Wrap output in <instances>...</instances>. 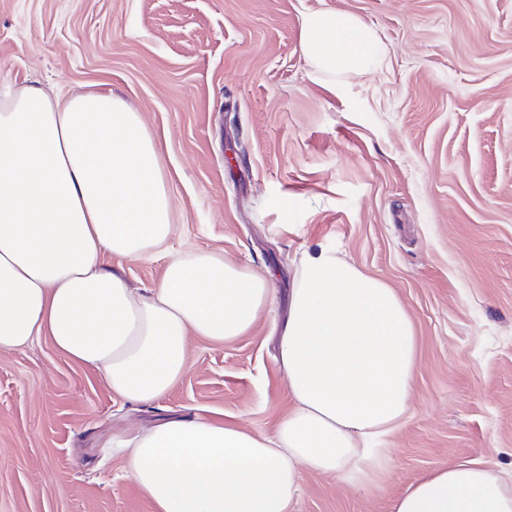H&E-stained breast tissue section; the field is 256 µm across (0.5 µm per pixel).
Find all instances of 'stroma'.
<instances>
[{
    "instance_id": "1",
    "label": "stroma",
    "mask_w": 512,
    "mask_h": 512,
    "mask_svg": "<svg viewBox=\"0 0 512 512\" xmlns=\"http://www.w3.org/2000/svg\"><path fill=\"white\" fill-rule=\"evenodd\" d=\"M361 17L388 49L338 89L309 77L301 21ZM109 92L140 113L173 202L174 251L265 274L256 327L191 339L149 403L48 338L0 352V512H154L102 442L171 419L274 435L291 408L277 329L304 251L394 288L418 341L412 414L360 482L306 474L291 512H389L450 465L512 466V0H0V88ZM131 288L165 261L103 254Z\"/></svg>"
}]
</instances>
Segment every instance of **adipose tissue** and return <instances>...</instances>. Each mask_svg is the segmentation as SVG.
Returning a JSON list of instances; mask_svg holds the SVG:
<instances>
[{"label": "adipose tissue", "instance_id": "adipose-tissue-1", "mask_svg": "<svg viewBox=\"0 0 512 512\" xmlns=\"http://www.w3.org/2000/svg\"><path fill=\"white\" fill-rule=\"evenodd\" d=\"M301 49L312 79L335 86L386 54L350 12L305 13ZM172 211L154 140L112 94L0 93V351L48 336L112 393L148 403L181 379L190 337L251 332L268 278L212 251L172 252ZM106 252L165 255L163 278L136 292L104 266ZM279 353L292 407L274 436L173 419L105 440L155 512H290L305 473L350 479L412 411V319L352 262L303 254ZM390 512H512V470H435Z\"/></svg>", "mask_w": 512, "mask_h": 512}]
</instances>
